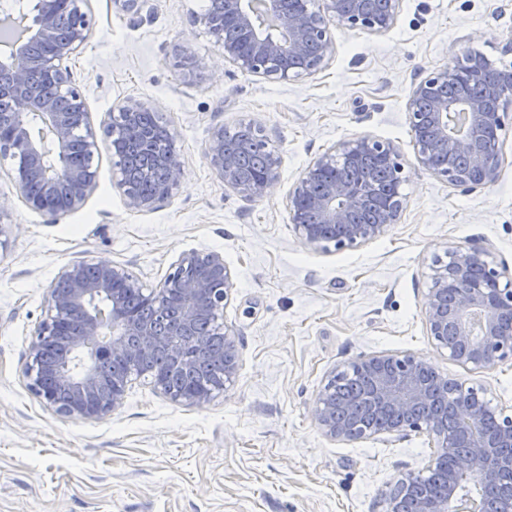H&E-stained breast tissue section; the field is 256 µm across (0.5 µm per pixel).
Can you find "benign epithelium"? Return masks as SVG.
<instances>
[{"label": "benign epithelium", "instance_id": "7a95c632", "mask_svg": "<svg viewBox=\"0 0 512 512\" xmlns=\"http://www.w3.org/2000/svg\"><path fill=\"white\" fill-rule=\"evenodd\" d=\"M220 0V12L196 16L216 38L224 60L239 70L288 82L310 77L333 52L332 27L383 32L399 12L400 0ZM61 0H34L31 12L0 19L11 39L0 43V72L11 79L14 111L0 114L11 137L0 140V169L7 168L25 205L53 220L78 209L96 188L99 136L90 121L85 97L67 61L86 44L93 19L71 0L73 24L59 36ZM53 43L40 61L68 100L62 110L52 98L25 92L33 65L32 47ZM493 69L480 53L462 64L436 69L416 83L409 120L416 160L422 168L464 191L495 184L500 176L505 132L512 126V69H497L479 98L442 94L450 86L474 82ZM152 108L128 99L109 115L104 141L113 155V180L128 209L146 211L172 198L184 177L177 134L163 124L166 137L151 151L147 165L162 166L166 182L156 195L143 194L127 173L118 145L141 141L139 116ZM254 145L265 153L260 178L244 182L236 156L226 151L229 131L212 129L204 157L224 187L248 198H262L278 183L280 160L262 130L247 126ZM84 145L85 160L71 161L73 139ZM378 158L391 172L383 193L368 180L353 181L340 166ZM410 181L402 156L389 142L361 137L343 141L318 156L288 193V222L306 243L337 250L374 239L397 223L404 208L402 186ZM432 285L424 297L426 326L436 348L463 366L486 369L512 359V280L478 246L446 250L434 257ZM235 274L216 251L181 255L155 285L128 266L104 259H83L60 268L49 288L47 314L34 331L25 365L29 388L45 406L72 418L102 419L122 407L131 375L110 380L100 369L101 356L128 365L153 355L168 357L182 372L193 369L204 348L224 361V376L205 390L177 388L162 373L147 376L153 389L170 401L189 406L210 402L234 382L238 371L235 332L224 308ZM61 344L84 354L81 364H51L48 349ZM351 366L368 373L371 384L346 401L336 399L331 376L315 408L316 423L335 442H359L379 434L426 432L440 448H463L450 469L441 459L427 470L443 469L442 488L415 496L421 476L406 473L383 495L384 512H469L461 496L465 481L477 476L485 489L482 512H493L491 490L503 464L502 448H512V416L492 405L483 391L464 388L411 354L363 356Z\"/></svg>", "mask_w": 512, "mask_h": 512}]
</instances>
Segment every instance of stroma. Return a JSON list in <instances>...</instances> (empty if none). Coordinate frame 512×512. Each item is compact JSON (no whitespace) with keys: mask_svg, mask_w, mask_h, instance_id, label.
Wrapping results in <instances>:
<instances>
[{"mask_svg":"<svg viewBox=\"0 0 512 512\" xmlns=\"http://www.w3.org/2000/svg\"><path fill=\"white\" fill-rule=\"evenodd\" d=\"M205 0H144L127 14L88 0L92 35L69 62L95 128L127 99L172 125L185 167L178 193L154 209L127 208L100 150L96 189L59 221L26 207L0 171V512H382L399 475L437 454L425 433L358 443L326 438L315 406L332 372L358 357L408 353L512 414V360L475 370L428 336L422 301L431 260L446 248H485L512 273V133L498 181L464 192L417 164L408 103L429 72L477 50L496 66L512 36V0H402L394 25L334 27L326 67L297 82L241 72L194 18ZM187 47L200 66L175 65ZM260 126L280 157L265 197L225 188L204 158L217 126ZM391 142L411 173L397 224L353 248L303 242L288 222V192L342 141ZM215 250L235 274L224 317L239 369L211 402L186 406L130 385L99 420L59 415L25 375L34 327L59 269L91 257L157 283L185 252Z\"/></svg>","mask_w":512,"mask_h":512,"instance_id":"stroma-1","label":"stroma"}]
</instances>
